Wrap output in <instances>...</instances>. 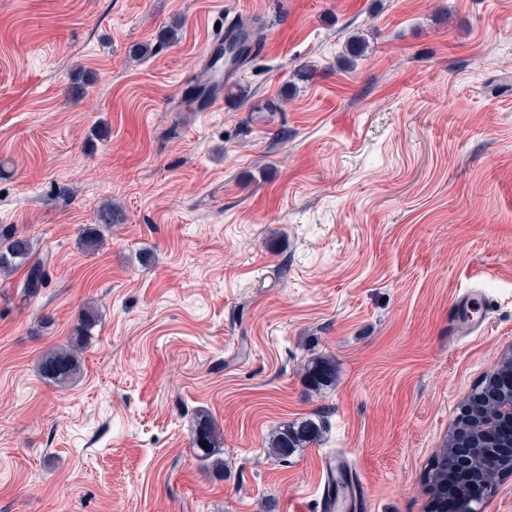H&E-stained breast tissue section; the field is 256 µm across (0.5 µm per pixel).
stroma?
Returning a JSON list of instances; mask_svg holds the SVG:
<instances>
[{"label": "stroma", "mask_w": 512, "mask_h": 512, "mask_svg": "<svg viewBox=\"0 0 512 512\" xmlns=\"http://www.w3.org/2000/svg\"><path fill=\"white\" fill-rule=\"evenodd\" d=\"M246 18L247 98L185 111ZM0 227L54 253L37 305L0 279V512H321L328 453L364 512H430L429 461L512 351V0H0ZM476 285L485 322L454 333ZM88 301L61 389L39 360ZM306 419L318 441L266 453ZM97 224L86 227L80 238L81 246L87 252H95L102 245V229L111 227L117 221V212L112 208V203H106L97 212ZM334 372V362L321 358L310 362L305 368V381L310 390L317 392L327 385ZM192 448L205 470L220 476L224 473V449L222 434L216 422L203 410L195 413ZM208 446V449H205Z\"/></svg>", "instance_id": "35a3bbf8"}]
</instances>
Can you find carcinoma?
<instances>
[{"instance_id":"1","label":"carcinoma","mask_w":512,"mask_h":512,"mask_svg":"<svg viewBox=\"0 0 512 512\" xmlns=\"http://www.w3.org/2000/svg\"><path fill=\"white\" fill-rule=\"evenodd\" d=\"M232 39L226 50L232 53L236 66L250 59L253 50L262 42L263 36L252 25L241 20L236 25ZM97 223L83 230L81 246L88 252L99 250L102 245V230L117 221V212L112 204L99 208ZM25 274L17 284L20 300L28 307L35 304L54 273V260L51 248L41 251L34 246L33 239L15 230L0 228V277L9 278L20 270ZM100 313L90 303L79 311L78 324L65 344L46 352L40 360L39 372L49 383L66 387L81 373L82 354L87 336L99 323ZM334 372V362L321 358L310 362L305 368V381L310 390L317 392L327 385ZM512 398V353L504 355L493 374L483 379L463 403L457 424L461 430L474 432L480 428L484 417L495 414L499 403ZM321 434V426L309 419L293 425H285L269 440L266 452L278 459H286L298 448L315 441ZM503 435L495 430L490 433L492 447L484 450L473 448L470 451L471 465L475 476L467 481L453 483V487L466 486L465 495L468 508L476 510L488 501L493 482L504 476L512 455L500 447ZM455 439L448 436L444 448L435 453L430 466V482L434 488L432 508L434 512H448V471L457 467V456L453 454ZM192 448L205 470L218 476L224 475V449L222 434L210 415L198 410L195 413V427L192 433Z\"/></svg>"}]
</instances>
